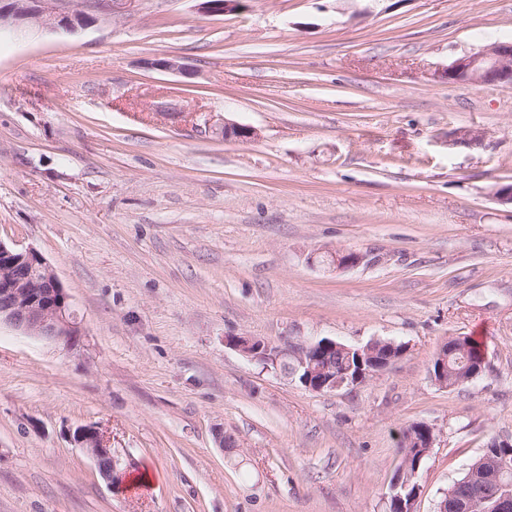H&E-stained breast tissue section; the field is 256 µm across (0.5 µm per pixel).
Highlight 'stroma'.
<instances>
[{
    "label": "stroma",
    "instance_id": "obj_1",
    "mask_svg": "<svg viewBox=\"0 0 512 512\" xmlns=\"http://www.w3.org/2000/svg\"><path fill=\"white\" fill-rule=\"evenodd\" d=\"M492 41L512 42V0H132L1 33L0 242L43 256L81 338L0 326V512H387L416 423L434 443L415 512H438L512 440V206L493 196L512 86L439 77ZM167 58L184 73L150 65ZM466 130L483 143L453 144ZM348 251L364 261L324 259ZM230 336L407 352L314 392ZM451 336L485 369L444 388ZM82 425L120 482L71 443ZM71 441L79 448L91 455L95 461L99 474L110 485L119 482L122 478L120 461L107 446L103 436L94 426H79L70 434Z\"/></svg>",
    "mask_w": 512,
    "mask_h": 512
}]
</instances>
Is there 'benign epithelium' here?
I'll list each match as a JSON object with an SVG mask.
<instances>
[{"label": "benign epithelium", "mask_w": 512, "mask_h": 512, "mask_svg": "<svg viewBox=\"0 0 512 512\" xmlns=\"http://www.w3.org/2000/svg\"><path fill=\"white\" fill-rule=\"evenodd\" d=\"M243 8V0H201L200 10L209 15L224 14ZM97 8L87 2L76 7L66 0H6L0 4V24L11 21L14 29L33 26L75 30L74 21L90 22ZM450 83L471 86L512 85V42H492L480 50L466 53L453 60L442 71ZM224 139L251 140L257 132L245 126L224 122ZM338 269L358 265V252L331 254ZM7 324L26 336H34L70 350L79 343L80 327L60 281L41 254L33 249L17 250L0 242V324ZM227 344L246 357L266 365L280 366L287 359L295 361L293 373L301 375V384L314 392H332L352 388L370 377L387 370L402 357H380L376 343L353 348L332 339L308 345L272 346L253 336H232ZM336 350L356 352L357 365L341 373L329 366L328 355ZM71 441L91 455L99 474L109 484L121 480L120 461L107 446L94 426H78L70 434ZM512 446L503 440L489 445L484 461L492 464L491 482L484 492V512H512V469L507 460L512 456L502 452ZM419 485L394 479L391 485L392 512H414Z\"/></svg>", "instance_id": "1"}]
</instances>
